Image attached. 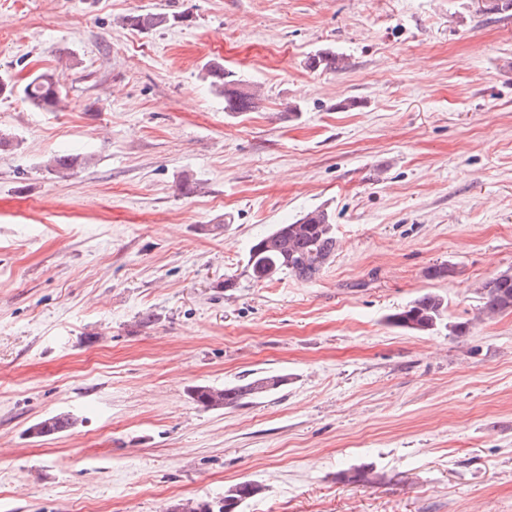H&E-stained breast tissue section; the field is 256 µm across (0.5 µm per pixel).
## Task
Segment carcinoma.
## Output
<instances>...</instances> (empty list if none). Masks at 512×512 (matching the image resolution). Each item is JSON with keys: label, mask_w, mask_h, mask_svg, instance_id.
I'll return each instance as SVG.
<instances>
[{"label": "carcinoma", "mask_w": 512, "mask_h": 512, "mask_svg": "<svg viewBox=\"0 0 512 512\" xmlns=\"http://www.w3.org/2000/svg\"><path fill=\"white\" fill-rule=\"evenodd\" d=\"M176 21L165 13L141 12L123 16L119 24L138 31L164 28ZM307 66L313 70L342 71L348 62L342 55L322 50L310 56ZM210 86L224 94V111L231 114L248 112L256 107L257 92L239 86L232 71L224 64L213 61L206 66ZM25 98L35 107L46 111L61 108L66 93L60 75L43 72L34 76L24 88ZM77 158L54 156L47 169L66 174L74 168ZM337 239L333 215L324 204L307 211L289 224H277L267 234L257 238L248 250L244 266L246 277L254 283L269 282L280 275H291L309 281L331 263L336 254ZM477 292L482 295V313L488 317L512 310V273L505 271L479 283ZM448 302L438 293H425L410 301L400 311L390 315L389 322L403 329L427 334L443 326L448 333L463 336L469 331V322L449 324ZM288 385L285 375H257L240 382L216 387L194 385L189 389L190 398L208 409H236L247 407L270 396ZM76 420L67 413H58L41 420L29 428V433L39 437L70 430ZM349 483L373 485L379 476L368 467H356L342 474ZM261 487L250 480L240 481L224 490V497L213 501L191 499L171 506L170 512H239L241 507L260 493Z\"/></svg>", "instance_id": "carcinoma-1"}]
</instances>
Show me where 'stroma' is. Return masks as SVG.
Returning a JSON list of instances; mask_svg holds the SVG:
<instances>
[{
    "label": "stroma",
    "instance_id": "obj_1",
    "mask_svg": "<svg viewBox=\"0 0 512 512\" xmlns=\"http://www.w3.org/2000/svg\"><path fill=\"white\" fill-rule=\"evenodd\" d=\"M142 11L188 20L121 27ZM323 49L347 69H309ZM212 59L256 111L225 112ZM45 71L60 111L23 95ZM0 72V512H168L243 480L241 512H512V311L476 292L512 272V11L0 0ZM54 155L80 163L61 178ZM324 203L315 279L241 278L257 237ZM428 292L467 335L389 324ZM252 373L288 384L235 410L189 396ZM360 466L380 483L341 480ZM76 420L67 413H58L32 425L28 431L35 437L58 434L70 430Z\"/></svg>",
    "mask_w": 512,
    "mask_h": 512
}]
</instances>
